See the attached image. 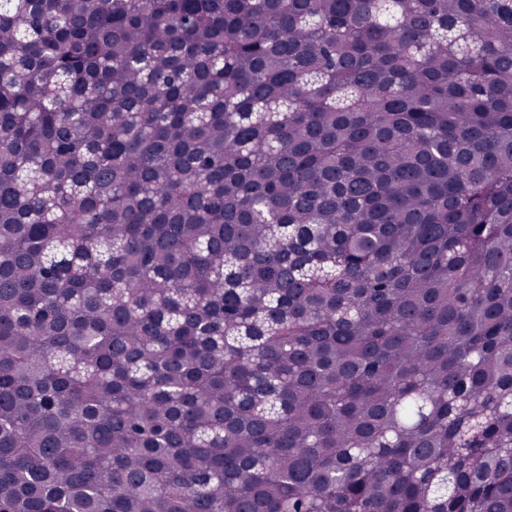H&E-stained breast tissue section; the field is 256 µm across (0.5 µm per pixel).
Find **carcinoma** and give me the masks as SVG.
Segmentation results:
<instances>
[{"instance_id":"obj_1","label":"carcinoma","mask_w":512,"mask_h":512,"mask_svg":"<svg viewBox=\"0 0 512 512\" xmlns=\"http://www.w3.org/2000/svg\"><path fill=\"white\" fill-rule=\"evenodd\" d=\"M0 512H512V0H0Z\"/></svg>"}]
</instances>
